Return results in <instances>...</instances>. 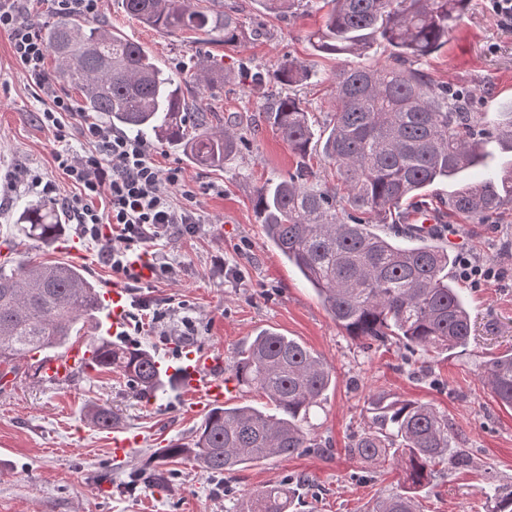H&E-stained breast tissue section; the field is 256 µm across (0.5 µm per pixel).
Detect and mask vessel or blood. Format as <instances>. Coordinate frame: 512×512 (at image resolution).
Segmentation results:
<instances>
[{"mask_svg": "<svg viewBox=\"0 0 512 512\" xmlns=\"http://www.w3.org/2000/svg\"><path fill=\"white\" fill-rule=\"evenodd\" d=\"M99 300L101 304L109 305L112 309L113 335H122L125 328V290L106 288ZM90 358L91 353L87 347L74 344L59 353L44 355L38 362V374L44 381L63 383L75 372L87 369ZM223 366L222 358L212 353L191 352L177 368L176 374L187 392V402L192 410L205 413L236 397L237 382L231 375L224 373ZM139 442V437L113 432L110 453L115 459H128L135 453Z\"/></svg>", "mask_w": 512, "mask_h": 512, "instance_id": "b4317fda", "label": "vessel or blood"}]
</instances>
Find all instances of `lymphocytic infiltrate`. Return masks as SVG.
<instances>
[{
    "label": "lymphocytic infiltrate",
    "instance_id": "lymphocytic-infiltrate-1",
    "mask_svg": "<svg viewBox=\"0 0 512 512\" xmlns=\"http://www.w3.org/2000/svg\"><path fill=\"white\" fill-rule=\"evenodd\" d=\"M9 37L13 55L30 76L41 78L48 47L24 19L18 5L0 2V33ZM53 106L42 112L41 122L63 141L71 131L94 145L85 155L57 153L58 168L77 186L78 192L66 207L80 226L83 236L98 241L113 275L123 283L140 284L144 275L171 279L175 268L165 259L151 257L138 261L133 246L168 240L195 229L192 204L196 193L177 167L156 164L154 149L146 141L116 131L104 123L89 120L78 112L69 97L53 95ZM181 204H174L173 195ZM106 199L107 215H100L95 203ZM111 233H104V225Z\"/></svg>",
    "mask_w": 512,
    "mask_h": 512
}]
</instances>
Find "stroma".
<instances>
[{"label": "stroma", "instance_id": "35a3bbf8", "mask_svg": "<svg viewBox=\"0 0 512 512\" xmlns=\"http://www.w3.org/2000/svg\"><path fill=\"white\" fill-rule=\"evenodd\" d=\"M203 5L218 11L238 8L247 25L263 33L235 47H204L128 18L118 0L101 4V20L167 69L191 73L200 54L208 53L224 83L201 91L199 105L224 124L241 117L240 131L251 135L246 148L216 169L156 146V162L181 168L194 187L198 225L194 234L160 246L176 268L175 278L131 289L130 301L147 302L150 308L142 312L141 326L127 325L118 342L146 346L161 362L180 346L212 351L223 354L229 369L244 343L261 330L297 339L321 356L335 377L313 417L327 448L257 462L232 475H209L190 461L155 456L171 442L190 441L201 423V415L184 405L182 389L141 402L117 372H80L59 386L34 379L23 368L13 384L0 387V512H233L238 499L292 476L307 479L294 512H366L398 479L392 468L346 451L366 425L365 400L371 393L430 404L447 414L462 435L470 464L437 475L422 490L425 512H488L489 488L512 484V410L501 407L480 380L483 361L512 349V209L486 224L450 218L451 231L443 236L455 254L495 262L504 271L501 281L487 285L459 281L471 316L464 350L413 355L392 341L370 346L348 336L267 243L254 211L260 187L294 171L298 162L266 120L268 94L294 92L310 112L325 117L334 108V80L344 59L315 52L306 39L323 23L316 0L304 14L285 19L266 14L257 0H203ZM283 58L318 70L321 82L290 90L271 81L254 89L251 74L272 71ZM414 67L436 83L472 90L474 111L494 121L500 106L512 102V29L503 28L482 0H472L447 43ZM49 104L48 95L16 63L8 36L0 33V257L13 242L27 256L72 262L99 287L112 286L116 279L100 243L82 237L63 207L75 188L54 161L56 151L83 154L89 146L76 136L55 141L40 121ZM34 174L55 184L63 237L77 242L80 255L68 256L57 243L17 232L19 205L44 199L31 186ZM154 308L170 316L168 327L153 324ZM185 319L192 322L193 335H180ZM94 404L113 408L115 430L139 434L141 444L131 458L112 459L107 449L111 431L93 427L86 418ZM146 467L162 472L161 487L148 490L130 483V473Z\"/></svg>", "mask_w": 512, "mask_h": 512}]
</instances>
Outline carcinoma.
Masks as SVG:
<instances>
[{"instance_id":"obj_1","label":"carcinoma","mask_w":512,"mask_h":512,"mask_svg":"<svg viewBox=\"0 0 512 512\" xmlns=\"http://www.w3.org/2000/svg\"><path fill=\"white\" fill-rule=\"evenodd\" d=\"M199 0H120L124 13L169 34H191L201 44L236 46L248 35L237 12L197 8ZM272 14L297 12L303 0H258ZM470 0H323L324 24L311 32L312 48L327 55L358 57L369 41L392 47L380 67L347 63L336 74V108L318 128L303 102L291 96L267 103L272 129L299 156L294 172L257 192L255 211L266 237L295 267L336 324L348 335L375 343L392 339L413 352L464 348L471 326L467 305L448 268L451 250L439 232L414 227L409 206L428 208L429 188L452 182L448 213L475 224L512 207V166L489 170L483 144L492 139L512 151V107L494 124L472 111L471 96L439 86L409 67L448 42ZM54 56L52 77L81 93L78 109L105 116L111 126L143 139L180 147L202 166H220L245 143L234 128L213 123L194 103L220 80L202 57L185 77L164 71L153 56L112 27L62 16L37 26ZM282 85L320 79L307 66L284 58L273 70ZM319 152L336 172V185L316 180L307 159ZM474 172L468 180L464 172ZM350 211L339 214L337 202ZM18 231L49 241L63 230L44 204L19 211ZM98 289L67 262L41 263L23 256L0 262V367H34V354L60 351L98 320ZM92 370L119 371L135 397L164 395L176 383L142 345L122 346L91 338ZM239 385L266 399L274 413L253 405L217 406L190 442L163 449L200 470L233 474L249 465L322 447L311 423L332 382L318 355L277 332L262 331L239 351L232 370ZM481 377L500 405L512 408V352L481 367ZM367 427L351 452L374 464L395 466L396 490L375 501L372 512H420L419 493L437 465L467 464L462 437L448 416L427 403L383 394L366 398ZM89 422L110 429L114 411L94 405ZM148 489L162 477L151 469L130 477ZM293 479L241 499L235 512H288ZM490 512H512V485L496 486Z\"/></svg>"}]
</instances>
